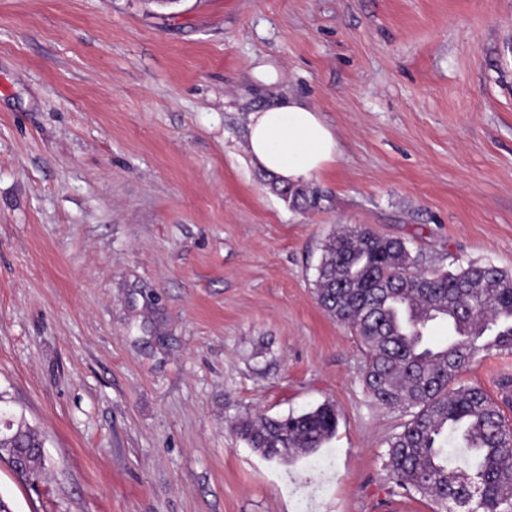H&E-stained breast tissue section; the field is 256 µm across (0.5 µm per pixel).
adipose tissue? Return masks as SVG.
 <instances>
[{
    "mask_svg": "<svg viewBox=\"0 0 512 512\" xmlns=\"http://www.w3.org/2000/svg\"><path fill=\"white\" fill-rule=\"evenodd\" d=\"M247 148L260 169L281 183L298 185L335 161L338 141L316 109L288 97L251 113Z\"/></svg>",
    "mask_w": 512,
    "mask_h": 512,
    "instance_id": "adipose-tissue-1",
    "label": "adipose tissue"
}]
</instances>
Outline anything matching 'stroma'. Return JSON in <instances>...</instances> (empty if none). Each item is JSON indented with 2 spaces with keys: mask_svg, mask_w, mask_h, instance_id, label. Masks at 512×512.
Here are the masks:
<instances>
[{
  "mask_svg": "<svg viewBox=\"0 0 512 512\" xmlns=\"http://www.w3.org/2000/svg\"><path fill=\"white\" fill-rule=\"evenodd\" d=\"M299 98L334 131L296 208L247 151ZM363 226L512 272V0H0V398L44 440L10 512H432L387 477L409 412L313 281ZM512 352L463 373L512 420ZM329 402L318 453L240 417Z\"/></svg>",
  "mask_w": 512,
  "mask_h": 512,
  "instance_id": "stroma-1",
  "label": "stroma"
}]
</instances>
